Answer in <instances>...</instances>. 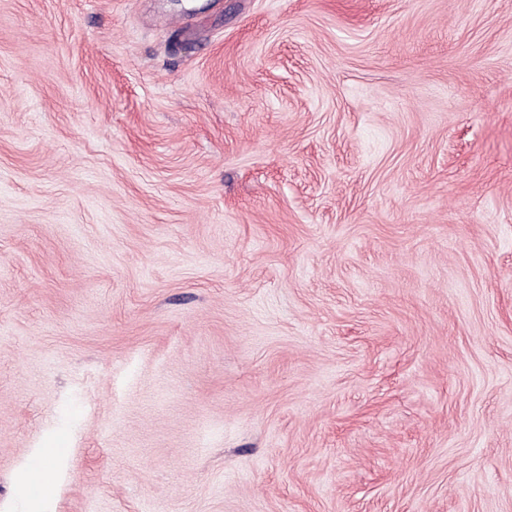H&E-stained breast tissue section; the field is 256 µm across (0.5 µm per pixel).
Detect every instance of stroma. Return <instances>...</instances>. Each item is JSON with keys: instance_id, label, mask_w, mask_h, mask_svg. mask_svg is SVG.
<instances>
[{"instance_id": "1", "label": "stroma", "mask_w": 512, "mask_h": 512, "mask_svg": "<svg viewBox=\"0 0 512 512\" xmlns=\"http://www.w3.org/2000/svg\"><path fill=\"white\" fill-rule=\"evenodd\" d=\"M0 512H512V0H0Z\"/></svg>"}]
</instances>
